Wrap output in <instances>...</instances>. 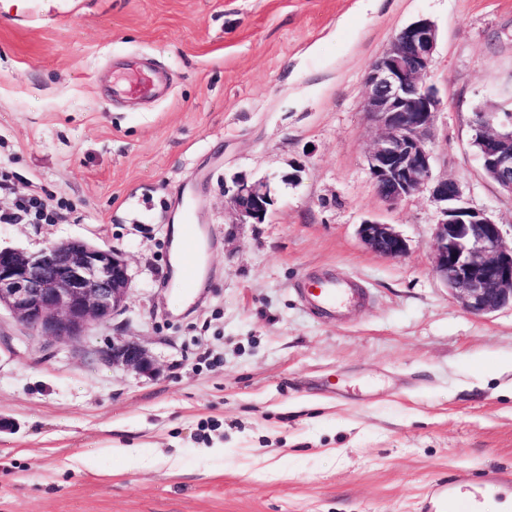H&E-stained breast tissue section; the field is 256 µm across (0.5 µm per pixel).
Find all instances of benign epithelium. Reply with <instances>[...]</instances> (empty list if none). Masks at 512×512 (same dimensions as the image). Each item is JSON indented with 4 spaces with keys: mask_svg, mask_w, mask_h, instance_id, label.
Segmentation results:
<instances>
[{
    "mask_svg": "<svg viewBox=\"0 0 512 512\" xmlns=\"http://www.w3.org/2000/svg\"><path fill=\"white\" fill-rule=\"evenodd\" d=\"M434 23L419 18L401 28L371 61L365 77L364 111L382 132L368 146L366 159L375 189L395 205L428 191L439 205L432 271L475 315L512 306V245L502 225L486 211L470 207L461 185L434 175L426 148L442 99L427 86L437 46ZM472 145L486 176L512 194V113L478 112ZM224 195L237 224L264 222L274 199L265 181L236 178ZM361 239L372 250L400 257L408 245L393 225L366 219ZM131 294L129 264L113 248L82 239L52 243L37 252L0 248V308L22 326L59 341H74L96 324L122 312ZM103 359L139 374H153L149 352L138 342L117 338Z\"/></svg>",
    "mask_w": 512,
    "mask_h": 512,
    "instance_id": "benign-epithelium-1",
    "label": "benign epithelium"
}]
</instances>
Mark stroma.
<instances>
[{"mask_svg": "<svg viewBox=\"0 0 512 512\" xmlns=\"http://www.w3.org/2000/svg\"><path fill=\"white\" fill-rule=\"evenodd\" d=\"M438 29L426 83L443 101L436 176L512 227V195L472 148L512 112V0H0V247L79 238L121 251L126 309L73 342L0 311V512H491L512 475V308L465 312L432 273L428 192L376 193L363 112L370 62L405 25ZM171 78L112 99L126 61ZM268 180L264 223L224 186ZM35 196L48 219L13 221ZM405 256L372 251L365 219ZM195 224L204 273L177 311L172 226ZM332 269L367 299L330 318L295 284ZM121 337L159 375L104 361ZM361 239L372 250L388 257L403 256L408 245L393 225L366 219L359 226Z\"/></svg>", "mask_w": 512, "mask_h": 512, "instance_id": "1", "label": "stroma"}]
</instances>
